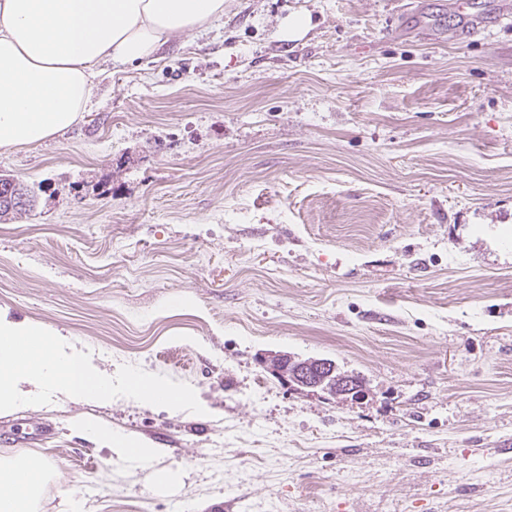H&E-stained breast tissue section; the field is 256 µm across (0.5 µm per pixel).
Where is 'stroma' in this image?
Instances as JSON below:
<instances>
[{
    "label": "stroma",
    "mask_w": 512,
    "mask_h": 512,
    "mask_svg": "<svg viewBox=\"0 0 512 512\" xmlns=\"http://www.w3.org/2000/svg\"><path fill=\"white\" fill-rule=\"evenodd\" d=\"M472 2L462 38L451 0H224L0 153L37 192L0 221V311L207 408L0 416V459L51 466L36 512H512V0ZM278 351L363 390L292 387ZM88 420L160 454L117 462ZM287 357L288 356L285 354L269 353L260 359V365L265 371L286 382L296 385L298 384L311 389H321L324 383L329 380V377L333 375V378H336V390L334 391L331 386L327 392L330 395H336L339 391L342 392L343 389L338 386L340 381L343 378L350 377L342 375L338 370H336L334 362L324 358L310 359L306 362L303 361L304 363L300 365V367H304L302 371L298 369L299 367L292 371L290 365L285 362ZM329 368L330 372L326 373ZM361 387L362 385L360 382L357 383L356 386L348 384L346 390L341 394L351 395L353 393H358L361 391Z\"/></svg>",
    "instance_id": "35a3bbf8"
}]
</instances>
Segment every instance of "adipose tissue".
<instances>
[{"instance_id": "adipose-tissue-1", "label": "adipose tissue", "mask_w": 512, "mask_h": 512, "mask_svg": "<svg viewBox=\"0 0 512 512\" xmlns=\"http://www.w3.org/2000/svg\"><path fill=\"white\" fill-rule=\"evenodd\" d=\"M224 0H0V150L41 143L77 123L103 63L150 59L169 39L208 26ZM118 459L147 464L158 449L107 437ZM46 465L0 460V512H35Z\"/></svg>"}]
</instances>
